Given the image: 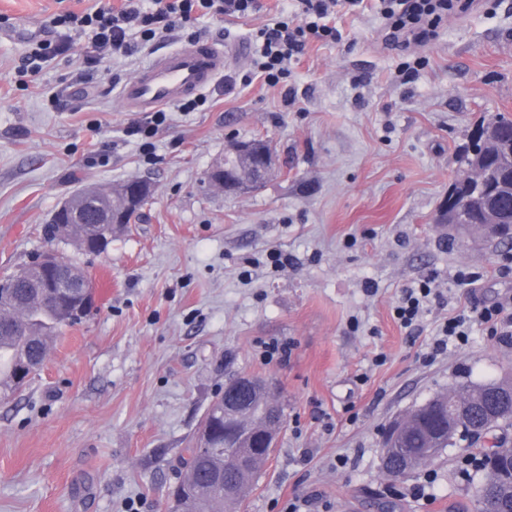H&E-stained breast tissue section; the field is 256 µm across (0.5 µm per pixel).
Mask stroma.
Here are the masks:
<instances>
[{
  "label": "stroma",
  "mask_w": 512,
  "mask_h": 512,
  "mask_svg": "<svg viewBox=\"0 0 512 512\" xmlns=\"http://www.w3.org/2000/svg\"><path fill=\"white\" fill-rule=\"evenodd\" d=\"M109 0H0V275L47 246L41 228L90 186L148 180L136 224L99 254L68 248L95 308L63 329L46 363L0 398V512H167L175 460L229 376L267 379L287 422L242 512H476L482 474L468 442L395 479L387 425L464 380L512 377V335L472 322L433 354L443 322L473 306L512 312V245L450 240L435 217L455 152L481 119L512 114V0H475L438 37L391 43L378 0L341 11V41L311 40L289 66L297 93L265 85L255 35L295 0L244 18L198 17L201 42L228 48L192 112L170 107L152 137L117 91L181 31L95 63L65 53L20 88L16 69L47 39L49 17ZM271 140L263 186L227 194L206 173L229 141ZM477 271L472 289L459 271ZM431 276L444 302L414 333L394 308ZM287 346L288 355L266 348Z\"/></svg>",
  "instance_id": "1"
}]
</instances>
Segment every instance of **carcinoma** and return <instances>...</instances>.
Segmentation results:
<instances>
[{
    "instance_id": "obj_1",
    "label": "carcinoma",
    "mask_w": 512,
    "mask_h": 512,
    "mask_svg": "<svg viewBox=\"0 0 512 512\" xmlns=\"http://www.w3.org/2000/svg\"><path fill=\"white\" fill-rule=\"evenodd\" d=\"M18 279L0 296L5 315L0 317V388L16 390V361H30L29 372L40 369L43 349L57 338L63 326L77 320L71 310L60 311L46 305L32 288L36 275L17 271ZM227 415L243 413L255 427V440L246 448L252 466L244 468L235 460L237 452L222 449L224 438L232 432L231 422H219L211 437L213 448L202 463L195 449H184L181 456V512H238L252 491L253 480L266 462L262 434L266 422L268 396L264 389L228 393L224 396ZM405 424L396 442L384 448L387 468L395 478H403L410 468L439 457L462 440L477 441L496 429L512 428V379L495 378L480 383L466 382L441 392L422 404L417 413L404 417ZM512 440L503 434L479 460L484 476L476 488L479 512H512Z\"/></svg>"
}]
</instances>
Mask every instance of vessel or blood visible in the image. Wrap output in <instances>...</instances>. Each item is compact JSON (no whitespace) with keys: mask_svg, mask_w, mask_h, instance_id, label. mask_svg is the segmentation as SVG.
Segmentation results:
<instances>
[{"mask_svg":"<svg viewBox=\"0 0 512 512\" xmlns=\"http://www.w3.org/2000/svg\"><path fill=\"white\" fill-rule=\"evenodd\" d=\"M223 49L211 43L183 46L154 59L119 95L131 112H151L196 94L224 70Z\"/></svg>","mask_w":512,"mask_h":512,"instance_id":"1","label":"vessel or blood"}]
</instances>
